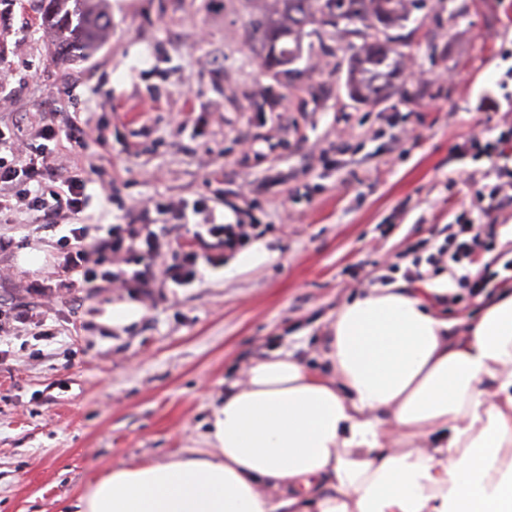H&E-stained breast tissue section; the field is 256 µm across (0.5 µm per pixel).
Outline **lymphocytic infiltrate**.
Listing matches in <instances>:
<instances>
[{
	"mask_svg": "<svg viewBox=\"0 0 512 512\" xmlns=\"http://www.w3.org/2000/svg\"><path fill=\"white\" fill-rule=\"evenodd\" d=\"M38 135L41 145L21 156L14 151L11 138L0 132V221H8L15 213L28 212L38 223L68 226L61 266L70 294L93 298L102 288L117 284L145 295L153 288L157 276L178 285L196 277L202 252L174 247L167 235L152 230L149 208L138 212L136 225L129 227L127 233H120L112 226L105 236L88 237L87 130L79 113H70L58 123L44 124ZM61 138L70 144L73 154L65 174L60 176L49 163L46 144ZM52 176L57 177V184H49ZM493 239V227L489 224L449 225L446 244L437 247L428 263L436 273L450 262L471 265L472 270L465 279L470 297H478L490 281L486 269L477 265L478 256L491 248ZM164 251L169 252L170 261L158 274L153 259ZM128 255L140 268L125 277L114 272L113 267Z\"/></svg>",
	"mask_w": 512,
	"mask_h": 512,
	"instance_id": "1",
	"label": "lymphocytic infiltrate"
}]
</instances>
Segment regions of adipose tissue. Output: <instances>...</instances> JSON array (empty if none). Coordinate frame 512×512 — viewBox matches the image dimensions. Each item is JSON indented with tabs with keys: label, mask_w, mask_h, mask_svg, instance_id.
<instances>
[{
	"label": "adipose tissue",
	"mask_w": 512,
	"mask_h": 512,
	"mask_svg": "<svg viewBox=\"0 0 512 512\" xmlns=\"http://www.w3.org/2000/svg\"><path fill=\"white\" fill-rule=\"evenodd\" d=\"M447 286L344 305L326 368L256 358L195 446L113 467L63 512H512V290L468 331Z\"/></svg>",
	"instance_id": "obj_1"
}]
</instances>
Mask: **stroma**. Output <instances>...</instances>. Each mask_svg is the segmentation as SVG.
I'll use <instances>...</instances> for the list:
<instances>
[{
  "mask_svg": "<svg viewBox=\"0 0 512 512\" xmlns=\"http://www.w3.org/2000/svg\"><path fill=\"white\" fill-rule=\"evenodd\" d=\"M39 0H0V130L19 153L39 128L81 113L102 144L89 236L143 206L183 248L164 205L213 209L254 225L248 248L203 264L149 297L70 301L58 257L67 226L32 215L0 224V512H60L112 467L192 446L213 402L245 367L279 349L324 369L337 311L407 281L449 225L480 219L492 163L459 158L472 136L512 166V0H416L399 29L404 67L386 99L352 101L346 55L326 40L298 81L271 77L245 29L247 0H110L112 31L94 54L58 62ZM500 104L482 110L485 97ZM112 184L104 197L100 181ZM479 261L496 288L512 277V209L494 213ZM116 308L140 310L114 321Z\"/></svg>",
  "mask_w": 512,
  "mask_h": 512,
  "instance_id": "35a3bbf8",
  "label": "stroma"
}]
</instances>
